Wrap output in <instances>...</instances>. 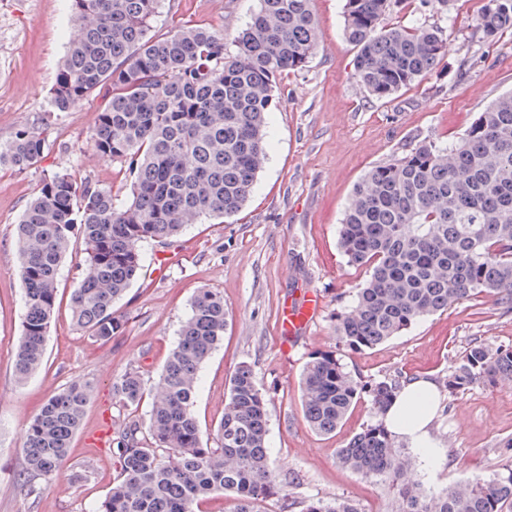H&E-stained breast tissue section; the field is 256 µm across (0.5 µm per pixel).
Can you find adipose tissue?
I'll use <instances>...</instances> for the list:
<instances>
[{
  "mask_svg": "<svg viewBox=\"0 0 512 512\" xmlns=\"http://www.w3.org/2000/svg\"><path fill=\"white\" fill-rule=\"evenodd\" d=\"M438 407L435 384L419 378L405 382L387 409L383 422L386 427L408 447L431 457L435 446L431 424Z\"/></svg>",
  "mask_w": 512,
  "mask_h": 512,
  "instance_id": "adipose-tissue-1",
  "label": "adipose tissue"
}]
</instances>
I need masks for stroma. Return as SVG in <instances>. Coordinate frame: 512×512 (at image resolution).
<instances>
[{
    "mask_svg": "<svg viewBox=\"0 0 512 512\" xmlns=\"http://www.w3.org/2000/svg\"><path fill=\"white\" fill-rule=\"evenodd\" d=\"M344 0H313L319 49L307 67L289 74L267 114L268 160L243 211L233 223L192 225L171 248H141L144 277L115 308L120 329L101 342L76 327L72 289L81 276L80 252L61 269L57 307L41 369L26 383L14 376L23 318L16 276L13 226L44 174L62 168L126 196L121 165L86 150L85 141L104 97L93 94L69 112L50 115V92L71 38V0H0V141L23 124L46 125L44 157L35 168L0 170V512H92L112 485V454L89 444L101 420L112 429L145 421L148 403L127 408L112 398V382L136 369L152 383L174 345L197 289L224 296L230 321L224 342L204 364L195 412L202 432L224 413L231 375L252 366L269 399L268 450L288 484L290 508L262 503V512H301L305 501L346 498L361 512H391L384 487L342 467L337 451L374 421L367 400L349 411L335 433L321 435L305 422L300 375L312 352L340 343L334 319L344 311L364 269L349 266L339 250L338 227L354 185L372 166L404 155L414 144H448L478 112L512 90V33L486 40L469 22L479 0H397L384 26L427 24L450 41L448 55L431 74L392 97L368 96L350 77L354 56L343 35ZM257 0H163L152 23L162 36L181 25H201L226 39L251 20ZM178 257L165 276H153L158 257ZM314 292L320 311L292 349L281 345L285 304ZM512 346V311L493 298L453 305L399 336L362 353L345 352L348 368L364 379L426 378L437 385L440 409L433 423V464L417 461L414 479L432 488L487 478L512 461L502 444L512 438V382L476 384L449 396L448 369L474 342ZM84 379L94 386L84 423L68 458L39 497L28 496L20 453L22 434L51 394Z\"/></svg>",
    "mask_w": 512,
    "mask_h": 512,
    "instance_id": "stroma-1",
    "label": "stroma"
}]
</instances>
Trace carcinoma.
Masks as SVG:
<instances>
[{
    "instance_id": "obj_1",
    "label": "carcinoma",
    "mask_w": 512,
    "mask_h": 512,
    "mask_svg": "<svg viewBox=\"0 0 512 512\" xmlns=\"http://www.w3.org/2000/svg\"><path fill=\"white\" fill-rule=\"evenodd\" d=\"M162 0H72L75 29L51 91L53 111L86 97L107 99L87 145L126 167L127 196L62 170L44 175L15 225L24 317L15 378L40 368L55 313L61 267L74 241L84 245L82 279L70 310L98 340L120 328L113 305L143 272L141 246L168 245L204 219L226 222L242 210L267 159L266 114L282 76L298 72L319 46L312 0H259L228 49L224 35L186 26L150 35ZM390 0H345L344 35L356 49L352 78L388 98L437 67L448 40L431 26L380 27ZM473 26L494 40L512 32V0H481ZM44 129L22 126L0 143V166L27 170L43 158ZM349 265L365 269L334 331L352 352L373 349L452 305L491 296L512 309V91L499 95L446 146L422 142L371 167L355 185L339 229ZM224 296L200 288L178 339L150 389L136 371L112 384L115 399L138 407L145 426L115 432V476L95 512H195L206 497H233V512L286 500L267 450L268 400L253 369L239 366L224 416L202 440L194 413L199 372L224 340ZM512 381V347L475 341L448 370V396L482 382ZM399 380H362L336 350L311 354L300 379L310 428L331 434L352 404L369 399L376 421L338 450L339 463L392 494V512H504L512 506V467L489 479L433 490L409 479L414 458L382 416ZM93 386L71 382L51 395L22 439L26 469L51 480L70 452ZM303 512H361L345 499H310Z\"/></svg>"
}]
</instances>
